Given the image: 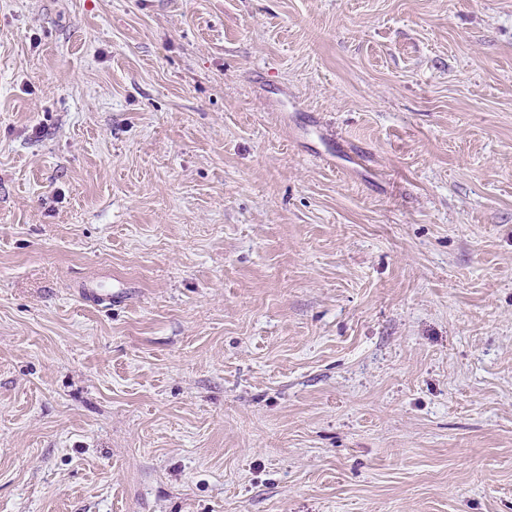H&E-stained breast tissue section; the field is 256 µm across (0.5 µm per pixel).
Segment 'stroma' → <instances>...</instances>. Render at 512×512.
Returning a JSON list of instances; mask_svg holds the SVG:
<instances>
[{"label": "stroma", "mask_w": 512, "mask_h": 512, "mask_svg": "<svg viewBox=\"0 0 512 512\" xmlns=\"http://www.w3.org/2000/svg\"><path fill=\"white\" fill-rule=\"evenodd\" d=\"M0 512H512V0H0Z\"/></svg>", "instance_id": "obj_1"}]
</instances>
